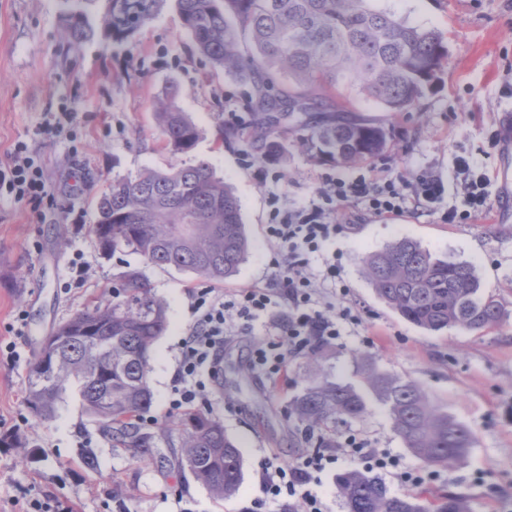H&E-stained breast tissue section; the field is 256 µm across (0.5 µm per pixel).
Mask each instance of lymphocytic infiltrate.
Instances as JSON below:
<instances>
[{
    "mask_svg": "<svg viewBox=\"0 0 512 512\" xmlns=\"http://www.w3.org/2000/svg\"><path fill=\"white\" fill-rule=\"evenodd\" d=\"M454 167L462 177V203L458 206L447 205L443 181L423 171L410 181L383 170L372 175L329 176L313 198L295 207L283 206L278 195H271L267 230L288 256L287 264L279 270L285 285L286 313L282 319L270 321L275 302L265 288H239L229 293L220 288L193 291L194 320L181 340L170 412L209 403V383L216 375L224 342L234 335L237 324L252 327L270 322L271 334L257 345L253 355L254 367L270 376L283 373L288 356L303 351L311 340H337L341 322L358 324L359 317L351 308H342L338 316L331 317L321 306L323 299H343L349 294L341 257L329 250L347 221V206L386 221L417 211L437 216L444 224L472 223L490 208V179L466 157L456 156ZM1 185L19 201H39L46 196L43 171L26 144H15L10 164L0 170ZM314 256L321 257V267L311 266ZM343 455L359 467L390 475L400 487L419 482L388 450L373 447L363 434L350 433L337 437L335 447L311 452L293 464L264 460L262 495L254 501L252 512H285L294 502L300 503L303 512H330L322 476Z\"/></svg>",
    "mask_w": 512,
    "mask_h": 512,
    "instance_id": "lymphocytic-infiltrate-1",
    "label": "lymphocytic infiltrate"
}]
</instances>
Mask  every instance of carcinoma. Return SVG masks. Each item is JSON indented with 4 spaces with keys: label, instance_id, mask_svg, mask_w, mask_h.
I'll return each instance as SVG.
<instances>
[{
    "label": "carcinoma",
    "instance_id": "carcinoma-1",
    "mask_svg": "<svg viewBox=\"0 0 512 512\" xmlns=\"http://www.w3.org/2000/svg\"><path fill=\"white\" fill-rule=\"evenodd\" d=\"M84 0H62L65 47L96 34ZM159 0H109L100 26L125 35L153 15ZM194 46L218 68L252 88L243 136L256 161H282L287 143L311 159L340 167L381 156L388 132L355 113L349 96L372 99L386 111H411L444 67L440 33L409 23L373 0H176ZM176 89L158 101L155 119L167 147L187 153L199 131L175 105ZM104 254L130 251L158 267L225 281L246 261L249 246L238 199L205 161L168 171L145 170L112 179L95 205L90 225ZM364 273L377 297L406 322L431 333L451 328L477 332L498 324L503 308L482 295L469 263L437 257L401 238L365 256ZM164 303L137 271L127 272L111 298L76 312L42 342L31 365L26 405L42 423L55 417L67 383L79 387L87 414L116 448L135 449L143 461L165 445L181 450L194 479L216 497H231L243 480V458L223 422L187 410L146 425L153 406L148 364L167 328ZM314 378L292 401V414L317 431V448L336 447L328 424L361 421L369 397L387 407L392 428L427 466L448 469L473 443L471 429L442 410L418 383L362 359L357 379H329L320 348L307 354ZM347 512H469L464 496L448 492L433 505L391 494L360 468L336 475Z\"/></svg>",
    "mask_w": 512,
    "mask_h": 512
}]
</instances>
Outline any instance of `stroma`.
<instances>
[{
	"label": "stroma",
	"mask_w": 512,
	"mask_h": 512,
	"mask_svg": "<svg viewBox=\"0 0 512 512\" xmlns=\"http://www.w3.org/2000/svg\"><path fill=\"white\" fill-rule=\"evenodd\" d=\"M377 3L441 32L448 59L411 112L395 115L352 97L359 115L389 132L386 152L374 165L407 179L428 170L444 182L446 203H460L454 156L471 157L491 173L498 167L499 118L512 108V0ZM65 27L61 0H0V167L9 163L14 144L24 142L41 162L48 190L38 202L0 193V347L17 354L14 362L0 361V436H19L28 447L23 454L0 445V512H25L34 499L69 512H249L261 495V461L274 455L291 463L311 449L290 416L292 399L310 381L304 354L290 358L286 381H263L248 362L262 330L225 343L220 392L209 410L223 421L244 463L238 493L225 499L192 479L179 449L161 447L138 462L131 449L113 447L86 413L77 385L67 387L51 422H39L25 404L28 372L45 336L101 299L124 271L137 269L167 308L168 326L148 379L152 416L168 414L178 345L193 319L190 292L206 282L132 252L99 251L89 232L93 204L113 178L207 161L238 197L249 241L246 262L224 289L255 285L280 294L283 283L270 262L282 249L266 232L270 193L289 206L313 197L326 175H355L362 168L319 163L298 147L284 162L258 163L243 138L228 134L250 120V86L196 50L175 0H160L153 17L124 38L101 30L67 53ZM173 85L178 107L200 131L186 154L165 147L154 119L158 96ZM404 237L436 256L472 264L483 292L501 303L502 321L480 332L430 333L399 318L376 297L362 259ZM335 249L349 288L345 303L361 322L351 336L330 344L324 370L351 382L357 361L369 358L419 383L470 427L474 440L461 463L427 467L405 448L386 407L374 399L364 420H339L333 430L361 432L417 471L421 484L414 496L430 502L453 491L467 497L471 512H512V218L500 219L493 208L470 224L410 214L387 223L356 210ZM87 454L96 469L85 466Z\"/></svg>",
	"instance_id": "35a3bbf8"
}]
</instances>
